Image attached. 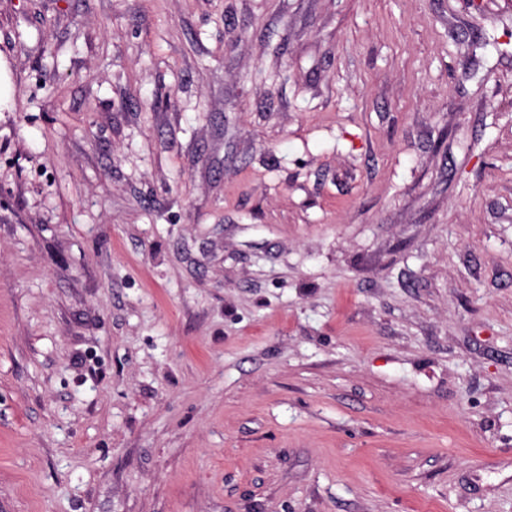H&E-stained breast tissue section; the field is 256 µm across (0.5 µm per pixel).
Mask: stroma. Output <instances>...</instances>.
Segmentation results:
<instances>
[{"mask_svg":"<svg viewBox=\"0 0 512 512\" xmlns=\"http://www.w3.org/2000/svg\"><path fill=\"white\" fill-rule=\"evenodd\" d=\"M0 512H512V0H0Z\"/></svg>","mask_w":512,"mask_h":512,"instance_id":"1","label":"stroma"}]
</instances>
